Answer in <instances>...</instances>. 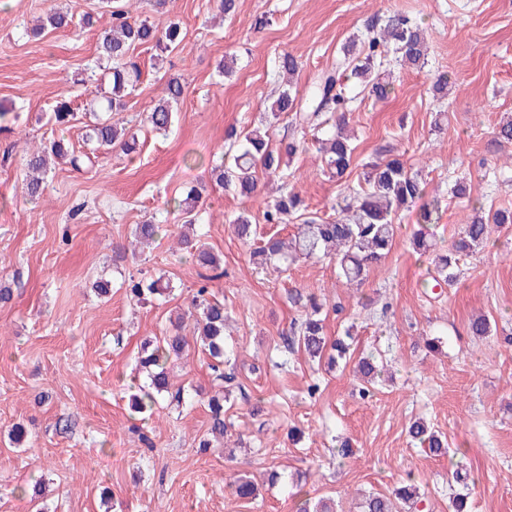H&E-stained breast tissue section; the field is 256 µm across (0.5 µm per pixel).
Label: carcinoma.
Returning <instances> with one entry per match:
<instances>
[{
  "instance_id": "1",
  "label": "carcinoma",
  "mask_w": 512,
  "mask_h": 512,
  "mask_svg": "<svg viewBox=\"0 0 512 512\" xmlns=\"http://www.w3.org/2000/svg\"><path fill=\"white\" fill-rule=\"evenodd\" d=\"M112 29L104 32L97 42V60L111 70L112 81L108 90L102 92L100 110L121 112L126 107V98L140 80L141 71L131 61V54L140 45H151L162 53L175 50L184 40L185 33L180 22L173 21L165 29L159 30L146 19H140L131 11L117 6L111 11ZM75 26L73 14L52 6L40 18L39 24L30 29L38 35L46 30L64 31ZM428 47L421 25L413 18L395 12L378 28L371 26L360 43L350 41L335 65L318 74L305 94L293 83H288L267 107L270 118L277 120L281 115L293 113L295 127L304 131L314 127L321 133L317 138L318 153L323 172L338 181L342 180L352 162L354 146L351 138L344 134L346 112L352 99L349 86L343 83L344 77L358 80L361 92L377 100L388 98L391 91L389 82L390 64L421 69L427 64ZM183 95L181 83L172 79L167 84V96L147 113L144 123L157 134H166L173 125L177 104ZM76 113L70 102L62 99L55 105L49 121L61 134L42 144L26 159L24 190L31 201L40 200L48 186L49 159H68L72 168H82L91 158L86 153H78L62 132L75 119ZM229 148L235 149L233 163L224 167V158L211 166V176L224 185L228 191L245 198L251 197L257 188L254 169L261 166L270 173H279L286 161L293 159L303 148V139H293L278 148L271 147L268 130L256 127L248 132L243 140L231 129L225 133ZM85 143L95 150H109L116 146L131 151L135 145V133L112 123V117L94 119L85 124ZM425 184L418 174L411 172L398 157L384 158L365 166L364 186L354 192L353 199L346 203L341 212L345 216L334 221L308 217L298 225L297 231L287 237L271 236L250 252V260L259 266L272 262L293 263L299 259H319L336 256L340 273L348 283H359L366 277L370 266L386 259L392 250L397 213L416 203L420 204V224L413 234L412 243L417 249L428 248L429 229L438 222V201L425 200ZM204 201L201 191L192 188L179 204L184 215V223L193 225L200 219ZM306 210L299 193L292 190L283 192L268 203L263 213L268 224H286L300 211ZM232 223L237 234L248 240L253 234V221L247 211L236 214ZM512 224V211L497 209L483 211L473 208V215L462 225L459 237L451 248L435 255L434 286H452L459 280L458 256L484 246L491 227ZM164 231L162 224H139L135 236L145 242L154 241ZM182 248L185 257L201 268L216 272L221 269L219 259L199 245L194 237H184ZM213 276L206 275L196 291L193 311L200 330V342L208 352L211 382L219 388V394L208 401V433L224 435L228 426L224 420V385L234 381V374L224 372V320L227 312L224 302L207 298V281ZM173 288L163 276L142 277L130 280V298L139 304L148 303L164 296ZM305 303V313L297 323V339L284 338V348L290 349L293 343L311 360L328 358L335 364L346 358L349 345L340 338L328 340L323 318L324 304L310 295ZM189 340L176 331L160 341H146L141 348L139 365L147 373L149 383L138 387L131 395V408L142 416L153 414L158 399L180 408L190 403L192 396L184 388H171L169 383L172 360H179L188 351ZM358 371L367 379L381 374L373 355L359 359ZM408 433L413 441L428 447L430 454L441 457L448 453L446 442L436 432L430 430L423 421L410 424ZM233 493L240 499H253L257 488L245 477L237 478L230 484ZM401 501L411 509L421 503L415 486L403 485L391 494L370 493L361 503V512H397L395 501Z\"/></svg>"
}]
</instances>
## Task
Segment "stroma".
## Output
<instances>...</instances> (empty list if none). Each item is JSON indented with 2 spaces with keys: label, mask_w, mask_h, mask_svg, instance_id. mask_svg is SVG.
<instances>
[{
  "label": "stroma",
  "mask_w": 512,
  "mask_h": 512,
  "mask_svg": "<svg viewBox=\"0 0 512 512\" xmlns=\"http://www.w3.org/2000/svg\"><path fill=\"white\" fill-rule=\"evenodd\" d=\"M53 5L91 13L92 23L26 35L24 23ZM136 12L159 27L181 22L186 32L161 66L153 48L134 51L145 75L118 119L136 132L137 150L113 149L79 170L56 164L45 196L32 203L23 193L25 156L53 137L46 114L61 95L78 113L65 136L81 145L91 98L84 79L112 19L99 0H0V106L9 111L0 120V285L13 292L0 304V512H31L19 489L34 476L45 480L48 512H297L296 483L334 512H359L362 494L408 481L422 512H451L456 493L471 512H512V225L462 256L457 284L432 285V259L451 246L473 202L512 208V144L496 140L498 124L512 116V0H236L223 19L212 0H138ZM395 12L426 29L429 63L395 70L385 101L355 97L347 115L355 152L343 180L322 173L310 131L286 171H258L252 197L211 184L204 160L225 152V127L257 124L279 89L280 56L296 58L294 82L305 88L368 23ZM261 16L270 24L259 29ZM225 56L236 59L229 77L217 71ZM440 71L452 75L442 99L433 90ZM172 78L184 92L162 136L143 120ZM391 153L439 201L430 250L411 244L419 218L412 206L398 215L388 258L362 284H347L332 257L255 268L234 214L248 211L260 239L294 233L263 221L268 201L292 189L310 215L336 218L365 164ZM461 179L470 198L453 191ZM200 184L206 202L196 230L223 260L210 291L229 314L224 345L237 375L224 402L231 438L206 450L199 442L212 388L201 349L174 370V385L200 389L193 405L175 412L160 404L142 424L129 409L132 386L144 380L142 342L166 335L170 314L190 310L199 285V267L177 258L185 226L172 206ZM149 221L166 222V232L138 257L116 256ZM143 270L172 279L166 303L130 301L122 283ZM101 276L112 282L105 299L91 288ZM293 290L325 302L327 336L351 334L349 359L330 368L300 348L284 350L302 312ZM476 314L489 318L490 335L470 334ZM368 353L385 373L365 397L354 366ZM315 380L321 393L312 398ZM418 417L446 437L447 456L411 441L407 426ZM18 423L27 436L16 444L9 432ZM292 428L297 438H289ZM344 440L351 453L342 459ZM458 468L467 484L456 483ZM273 469L282 478L271 485ZM239 472L260 481L257 498L232 495Z\"/></svg>",
  "instance_id": "1"
}]
</instances>
